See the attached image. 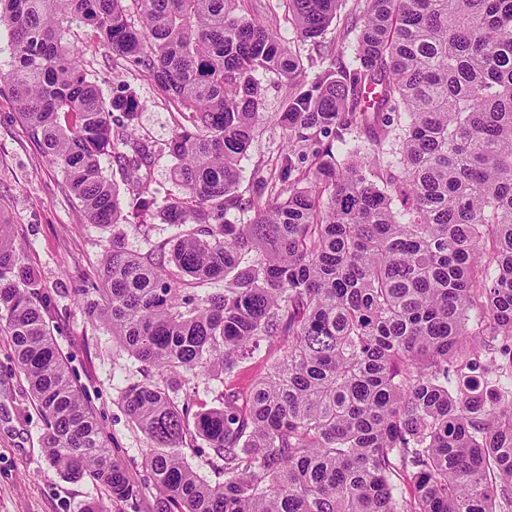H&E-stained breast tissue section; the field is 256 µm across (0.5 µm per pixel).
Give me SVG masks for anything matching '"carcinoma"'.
I'll list each match as a JSON object with an SVG mask.
<instances>
[{
    "instance_id": "1",
    "label": "carcinoma",
    "mask_w": 512,
    "mask_h": 512,
    "mask_svg": "<svg viewBox=\"0 0 512 512\" xmlns=\"http://www.w3.org/2000/svg\"><path fill=\"white\" fill-rule=\"evenodd\" d=\"M339 0H282L297 37H320ZM238 0H0L8 94L91 224L190 226L149 263L112 240L75 290L147 371L121 399L153 450L173 512H512V0H365L357 67L294 82L300 55ZM137 14L140 25L132 23ZM82 23L180 106L159 144L139 101L108 99L64 42ZM292 81L274 170L237 193L257 132L261 73ZM379 97L366 105L367 90ZM366 135V154L352 142ZM346 155L336 162V153ZM176 160L181 194L154 208L151 169ZM131 194L122 206L101 157ZM249 224L226 213L242 205ZM225 281L201 296L193 286ZM0 214V331L44 417L48 454L107 501L139 485L110 455L70 381L50 301ZM288 347L247 393L191 412L167 375L224 384L240 353ZM224 480L201 479L186 440Z\"/></svg>"
}]
</instances>
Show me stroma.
<instances>
[{"label": "stroma", "instance_id": "1", "mask_svg": "<svg viewBox=\"0 0 512 512\" xmlns=\"http://www.w3.org/2000/svg\"><path fill=\"white\" fill-rule=\"evenodd\" d=\"M364 6L365 0H340L335 19L313 42L299 40L285 21L279 0H241L239 11L263 24H277L282 39L303 60L298 83L310 86L319 82L326 69L351 64L354 39L346 30L362 15ZM67 40L78 47L88 80L104 96H111L113 87L121 84L140 101L138 134L160 143L171 138L178 107L161 95L147 73L115 63L111 50L102 47L87 27L72 25ZM259 79L264 110L258 133L241 162L238 192L245 198L250 195L254 168L273 164L285 140L276 114L288 96V80L274 72L260 74ZM0 204L41 293L51 302L50 327L70 378L106 435L113 458L141 485L140 512H160L162 495L145 465L150 443L121 401L125 386L144 380L143 365L88 317L74 291L84 280L96 278L113 239L146 257L178 235L179 227L157 221L108 228L86 223L78 201L65 188L60 169L33 143L15 103L1 93ZM281 347V342H274L270 351L246 360L237 373L220 383L201 374L183 375L174 399L180 403L189 397L203 408L218 407L221 388L247 391L279 357ZM45 433L44 419L28 384L15 368L10 339L0 332V512H86L91 503L105 500L100 485L87 479L70 480L51 462Z\"/></svg>", "mask_w": 512, "mask_h": 512}]
</instances>
